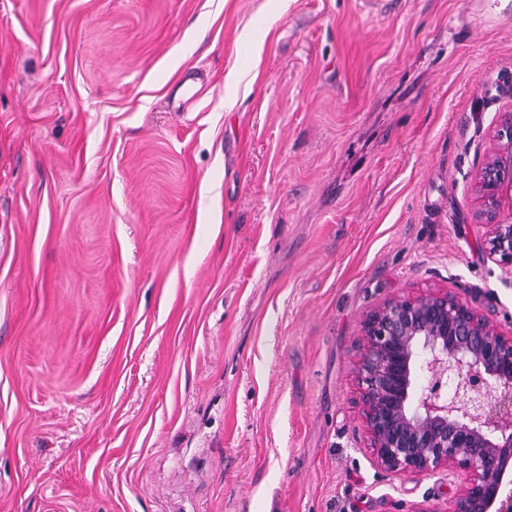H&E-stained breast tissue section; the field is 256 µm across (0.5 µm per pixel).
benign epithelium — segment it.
<instances>
[{
  "instance_id": "benign-epithelium-1",
  "label": "benign epithelium",
  "mask_w": 512,
  "mask_h": 512,
  "mask_svg": "<svg viewBox=\"0 0 512 512\" xmlns=\"http://www.w3.org/2000/svg\"><path fill=\"white\" fill-rule=\"evenodd\" d=\"M475 173L485 256L512 280V109ZM355 373L367 446L394 474H469L453 512H512V335L468 298L440 291L391 298L366 316Z\"/></svg>"
}]
</instances>
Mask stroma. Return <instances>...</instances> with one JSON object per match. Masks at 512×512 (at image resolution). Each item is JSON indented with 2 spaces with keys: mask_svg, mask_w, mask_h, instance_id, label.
<instances>
[{
  "mask_svg": "<svg viewBox=\"0 0 512 512\" xmlns=\"http://www.w3.org/2000/svg\"><path fill=\"white\" fill-rule=\"evenodd\" d=\"M509 109L512 0H0V512H452L355 345L439 288L512 333ZM493 139V149L475 173L474 190L479 206L473 217L474 223L483 229V253L507 267L512 285V216L507 220L499 217L503 194L510 192L512 196V109L503 113Z\"/></svg>",
  "mask_w": 512,
  "mask_h": 512,
  "instance_id": "obj_1",
  "label": "stroma"
}]
</instances>
